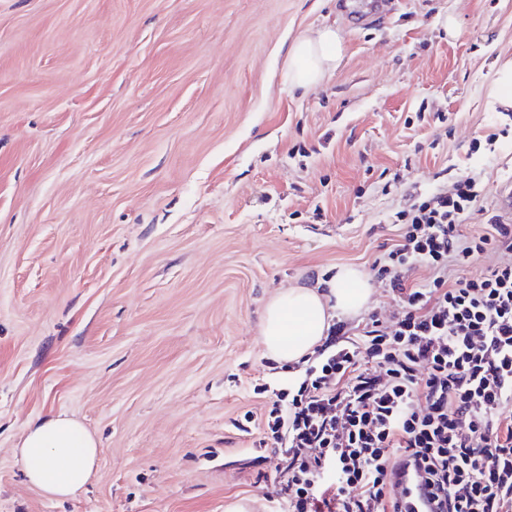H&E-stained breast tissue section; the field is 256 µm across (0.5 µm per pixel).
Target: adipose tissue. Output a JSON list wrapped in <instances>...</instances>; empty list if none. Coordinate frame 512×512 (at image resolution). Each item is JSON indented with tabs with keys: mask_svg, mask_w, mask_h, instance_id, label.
<instances>
[{
	"mask_svg": "<svg viewBox=\"0 0 512 512\" xmlns=\"http://www.w3.org/2000/svg\"><path fill=\"white\" fill-rule=\"evenodd\" d=\"M339 56L340 41L332 28L296 39L288 50L292 86L307 89L320 83L335 68ZM370 294L367 277L352 266L337 271L330 294L303 286L279 293L265 307L262 343L279 360H300L322 340L330 325L331 309L359 312ZM16 453L32 485L49 497L64 498L81 490L93 477L99 448L82 422L57 414L28 425Z\"/></svg>",
	"mask_w": 512,
	"mask_h": 512,
	"instance_id": "adipose-tissue-1",
	"label": "adipose tissue"
}]
</instances>
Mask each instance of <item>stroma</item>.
I'll use <instances>...</instances> for the list:
<instances>
[{"label":"stroma","instance_id":"obj_1","mask_svg":"<svg viewBox=\"0 0 512 512\" xmlns=\"http://www.w3.org/2000/svg\"><path fill=\"white\" fill-rule=\"evenodd\" d=\"M0 0V512H274L255 384L297 372L266 303L326 292L392 215L512 180V0ZM336 28L319 86L288 48ZM251 413L250 432L235 428ZM99 441L57 499L14 449L50 414Z\"/></svg>","mask_w":512,"mask_h":512}]
</instances>
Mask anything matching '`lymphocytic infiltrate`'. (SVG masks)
Here are the masks:
<instances>
[{
	"label": "lymphocytic infiltrate",
	"mask_w": 512,
	"mask_h": 512,
	"mask_svg": "<svg viewBox=\"0 0 512 512\" xmlns=\"http://www.w3.org/2000/svg\"><path fill=\"white\" fill-rule=\"evenodd\" d=\"M475 183L396 212L399 243L374 260L398 309L353 335L336 321L297 384L269 395L267 439L283 448L277 512H402L391 472L424 473L436 512H512V266L464 270L512 228L467 235ZM434 276L414 282L411 272Z\"/></svg>",
	"instance_id": "lymphocytic-infiltrate-1"
}]
</instances>
